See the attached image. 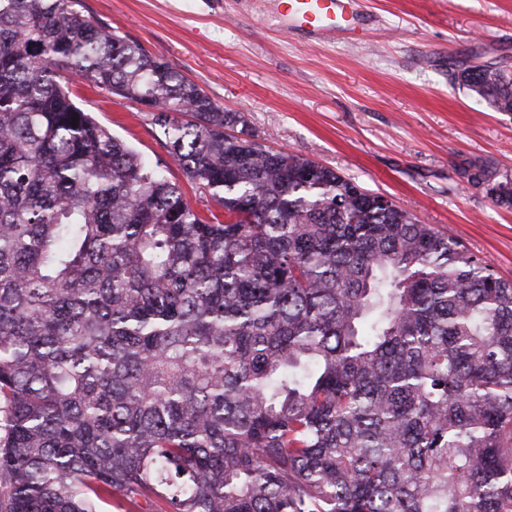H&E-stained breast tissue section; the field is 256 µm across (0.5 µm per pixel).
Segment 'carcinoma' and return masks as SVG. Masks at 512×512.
<instances>
[{"instance_id": "cac0c4a2", "label": "carcinoma", "mask_w": 512, "mask_h": 512, "mask_svg": "<svg viewBox=\"0 0 512 512\" xmlns=\"http://www.w3.org/2000/svg\"><path fill=\"white\" fill-rule=\"evenodd\" d=\"M79 6L0 0V512H512V282ZM454 82L512 112L499 64ZM75 101L84 109L92 112L94 118L109 127L114 135L124 140L141 156L161 163L165 175L179 184L188 202L201 212L207 209L217 211L218 206L208 197H203L198 184L188 179L185 173L171 160L161 142V134L151 125L148 112H138V106L118 97L98 94L90 90L82 80L71 76L69 84ZM166 166V167H165Z\"/></svg>"}]
</instances>
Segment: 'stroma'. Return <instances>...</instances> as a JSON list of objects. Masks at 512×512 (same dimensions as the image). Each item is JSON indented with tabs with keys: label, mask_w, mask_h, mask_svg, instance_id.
I'll use <instances>...</instances> for the list:
<instances>
[{
	"label": "stroma",
	"mask_w": 512,
	"mask_h": 512,
	"mask_svg": "<svg viewBox=\"0 0 512 512\" xmlns=\"http://www.w3.org/2000/svg\"><path fill=\"white\" fill-rule=\"evenodd\" d=\"M364 43L314 44L290 34L275 0H81L95 22L169 62L275 151L308 157L389 196L512 279V208L461 181L471 162L512 179V112L477 103L453 82L490 58L512 74V0H363ZM69 87L188 202L212 200L171 160L148 113Z\"/></svg>",
	"instance_id": "obj_1"
}]
</instances>
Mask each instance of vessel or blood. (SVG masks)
Segmentation results:
<instances>
[{
    "instance_id": "b4317fda",
    "label": "vessel or blood",
    "mask_w": 512,
    "mask_h": 512,
    "mask_svg": "<svg viewBox=\"0 0 512 512\" xmlns=\"http://www.w3.org/2000/svg\"><path fill=\"white\" fill-rule=\"evenodd\" d=\"M292 33L317 42L363 43L371 20L362 0H278Z\"/></svg>"
}]
</instances>
